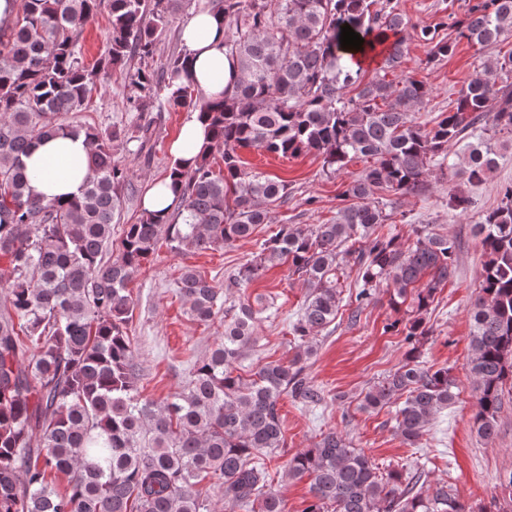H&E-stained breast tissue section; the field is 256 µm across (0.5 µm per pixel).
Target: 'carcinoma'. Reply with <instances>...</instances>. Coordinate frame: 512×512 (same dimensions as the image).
I'll return each instance as SVG.
<instances>
[{
  "label": "carcinoma",
  "instance_id": "obj_1",
  "mask_svg": "<svg viewBox=\"0 0 512 512\" xmlns=\"http://www.w3.org/2000/svg\"><path fill=\"white\" fill-rule=\"evenodd\" d=\"M104 1L106 49L89 69L80 62L78 37ZM186 2L25 0L15 25L0 30V264L10 273L0 292V512H211L199 489L207 478L223 494L226 512H286L268 469L286 447L279 405L285 396L305 406L322 400L301 362L336 320L338 266L358 267L357 306L382 286L394 304L412 297L419 314L454 273V241L420 224L415 242L402 246L386 228L391 213L377 194L426 192L431 168L457 169L449 148L461 141L462 174L478 186L512 142V52L482 61L453 110L432 125L411 119L431 88L403 73L406 20L394 0H202L223 20L226 54L239 71L218 100L205 99L183 54L159 72L131 68V58L153 56ZM345 24L364 39L360 51L377 59L368 79L341 47ZM451 27L480 51L495 46L512 38V0H468ZM421 36L430 63L452 51L453 42L436 38L434 29ZM110 72L128 80L132 110L150 100L161 111L198 107L212 130L195 165L170 166L178 191L167 220L143 211L137 223L123 225L111 258L112 225L129 183L116 153L141 141L148 127L107 132L62 121ZM390 72L398 82L386 80ZM501 133L508 141L497 138ZM80 135L91 145L80 195L63 202L34 194L25 164L31 149ZM242 149L282 158L312 154L330 176L356 157L373 160L346 185L343 196L353 203L336 221L280 225L233 274V285L246 288L286 262L303 279L308 292L292 331L304 355L266 362L248 378L237 374L256 347V324L275 315L274 302L245 295L226 309L224 287L187 267L177 281L187 313L203 323L224 319V335L181 392L160 403L145 399L129 335L135 275L162 240L176 254L222 248L269 223V206L288 200V184L247 170ZM217 154L224 163L218 171L211 164ZM474 209L470 195L449 194L455 214ZM475 227L485 260L471 310L468 369L477 393L473 428L489 438L512 383V184ZM424 335L418 316L406 328L405 363L360 404L376 410L405 396L395 429L413 448L457 390L450 370L421 365ZM52 471L68 476L66 492L48 481ZM286 475L310 480L302 512H472L446 483L421 492L423 471L380 472L334 430L289 458Z\"/></svg>",
  "mask_w": 512,
  "mask_h": 512
}]
</instances>
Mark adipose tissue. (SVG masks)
<instances>
[{
	"label": "adipose tissue",
	"instance_id": "adipose-tissue-1",
	"mask_svg": "<svg viewBox=\"0 0 512 512\" xmlns=\"http://www.w3.org/2000/svg\"><path fill=\"white\" fill-rule=\"evenodd\" d=\"M187 66L209 99L223 97L237 77L234 60L224 53V23L210 10H197L182 28ZM90 146L84 137H57L37 145L26 159L36 193L78 195L88 174Z\"/></svg>",
	"mask_w": 512,
	"mask_h": 512
}]
</instances>
